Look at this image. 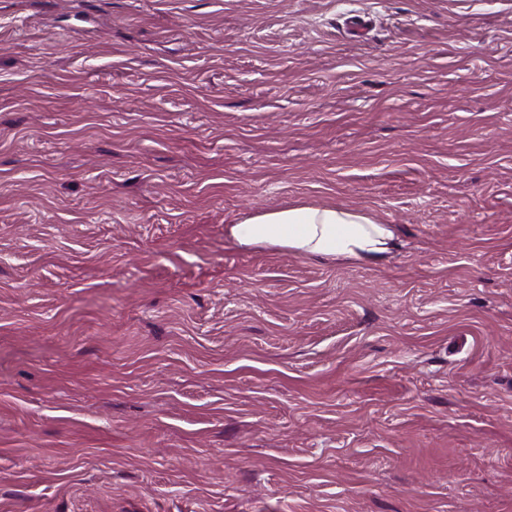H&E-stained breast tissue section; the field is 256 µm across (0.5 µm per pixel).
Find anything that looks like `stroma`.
<instances>
[{"label": "stroma", "mask_w": 512, "mask_h": 512, "mask_svg": "<svg viewBox=\"0 0 512 512\" xmlns=\"http://www.w3.org/2000/svg\"><path fill=\"white\" fill-rule=\"evenodd\" d=\"M0 512H512V0H0ZM224 234L240 249L273 248L327 263L379 266L399 247L394 225L336 207L265 211L226 225Z\"/></svg>", "instance_id": "obj_1"}]
</instances>
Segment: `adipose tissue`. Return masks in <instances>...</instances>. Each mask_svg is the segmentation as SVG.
I'll return each instance as SVG.
<instances>
[{
    "label": "adipose tissue",
    "instance_id": "obj_1",
    "mask_svg": "<svg viewBox=\"0 0 512 512\" xmlns=\"http://www.w3.org/2000/svg\"><path fill=\"white\" fill-rule=\"evenodd\" d=\"M224 234L241 249L273 248L327 263L378 266L399 247L394 225L336 207L270 210L226 225Z\"/></svg>",
    "mask_w": 512,
    "mask_h": 512
}]
</instances>
